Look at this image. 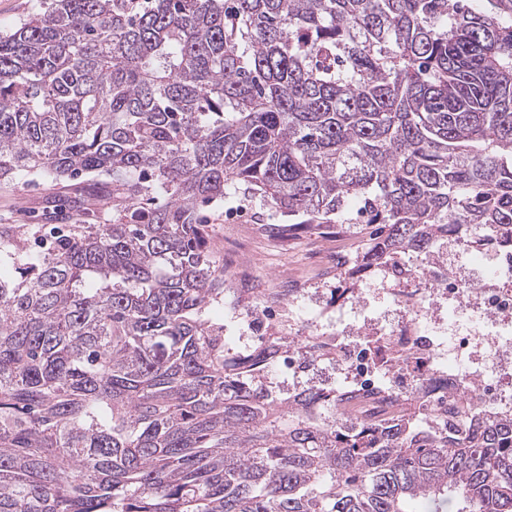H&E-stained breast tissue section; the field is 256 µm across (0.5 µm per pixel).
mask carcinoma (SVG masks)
I'll use <instances>...</instances> for the list:
<instances>
[{
	"instance_id": "carcinoma-1",
	"label": "carcinoma",
	"mask_w": 512,
	"mask_h": 512,
	"mask_svg": "<svg viewBox=\"0 0 512 512\" xmlns=\"http://www.w3.org/2000/svg\"><path fill=\"white\" fill-rule=\"evenodd\" d=\"M0 512H512V413L269 388L207 317L236 183L377 260L512 248V18L475 0H49L0 35ZM359 203L353 217L348 205ZM45 223L50 246H22ZM50 180L40 177H16L9 185L0 181V222L32 224L29 215L44 204L56 190Z\"/></svg>"
}]
</instances>
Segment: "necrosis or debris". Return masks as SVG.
<instances>
[{"mask_svg": "<svg viewBox=\"0 0 512 512\" xmlns=\"http://www.w3.org/2000/svg\"><path fill=\"white\" fill-rule=\"evenodd\" d=\"M354 268L357 286L323 300V282ZM318 287L291 276L266 288L243 315L236 336L241 356L252 351L270 310L285 307L288 333L322 344L329 371L346 377L342 397L380 408L396 394L418 389L426 406L452 410L472 386L483 411L512 410V254L493 238L464 244L456 225L437 244L435 261L409 258L395 266L353 263L343 247L323 255Z\"/></svg>", "mask_w": 512, "mask_h": 512, "instance_id": "1", "label": "necrosis or debris"}]
</instances>
